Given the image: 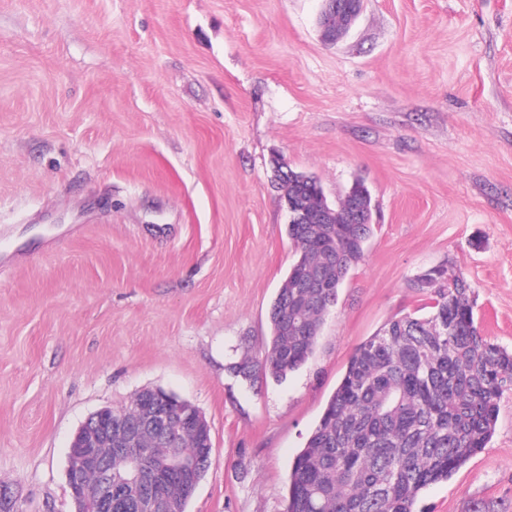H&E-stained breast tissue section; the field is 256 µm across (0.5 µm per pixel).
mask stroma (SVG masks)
Segmentation results:
<instances>
[{"label": "stroma", "instance_id": "35a3bbf8", "mask_svg": "<svg viewBox=\"0 0 512 512\" xmlns=\"http://www.w3.org/2000/svg\"><path fill=\"white\" fill-rule=\"evenodd\" d=\"M0 0V512H72L70 441L144 388L211 427L186 512H283L355 348L470 281L512 348V0ZM376 224L312 357L253 368L296 258L274 161ZM416 512H512V390ZM324 9L320 17L323 39L334 44L343 38L361 11L362 0H323ZM344 18L341 29L336 28V19ZM335 21V24L333 22Z\"/></svg>", "mask_w": 512, "mask_h": 512}]
</instances>
